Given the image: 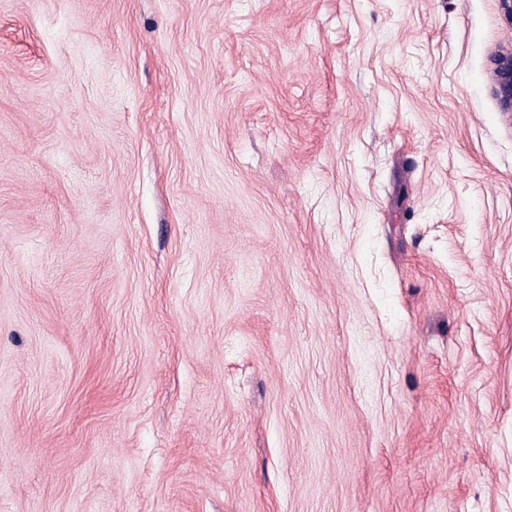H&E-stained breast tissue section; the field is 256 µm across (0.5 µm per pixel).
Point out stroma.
<instances>
[{"mask_svg":"<svg viewBox=\"0 0 512 512\" xmlns=\"http://www.w3.org/2000/svg\"><path fill=\"white\" fill-rule=\"evenodd\" d=\"M498 0H0V512H512Z\"/></svg>","mask_w":512,"mask_h":512,"instance_id":"1","label":"stroma"}]
</instances>
